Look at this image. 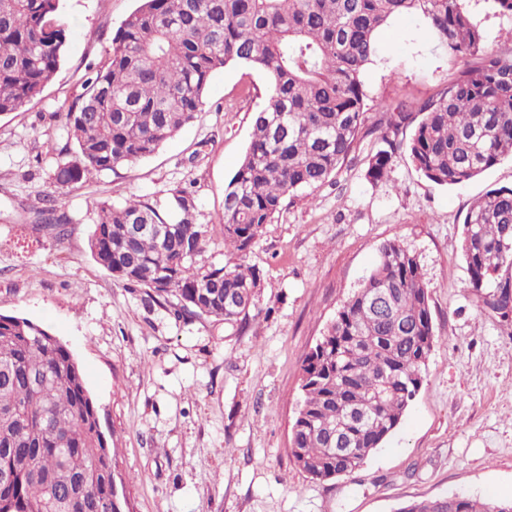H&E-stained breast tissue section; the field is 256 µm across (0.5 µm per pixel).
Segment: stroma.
Wrapping results in <instances>:
<instances>
[{
  "label": "stroma",
  "mask_w": 512,
  "mask_h": 512,
  "mask_svg": "<svg viewBox=\"0 0 512 512\" xmlns=\"http://www.w3.org/2000/svg\"><path fill=\"white\" fill-rule=\"evenodd\" d=\"M136 5L61 0L70 29L63 62L40 97L0 116V313L49 326L77 361L116 450L129 512H396L447 494L512 501V331L468 293L461 252L470 203L512 187V160L444 187L402 156L372 184L366 159L380 141L365 136L324 185L291 198L253 246L247 261L263 272L259 317L238 332L205 316L175 319L149 289L114 280L92 259L95 207L161 197L180 183L198 200V223L216 225L269 83L248 66L225 67L203 111L156 154L59 191L51 173L66 136L53 114ZM464 7L487 46L504 47L512 20L486 0ZM467 65L428 33L421 14L399 16L362 75L367 123L386 104L418 107ZM49 198L69 219L64 238L32 221ZM395 238L418 256L439 341L382 447L360 470L316 480L289 453L300 364Z\"/></svg>",
  "instance_id": "obj_1"
}]
</instances>
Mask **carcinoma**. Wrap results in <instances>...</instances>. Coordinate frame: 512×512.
<instances>
[{
  "label": "carcinoma",
  "instance_id": "obj_1",
  "mask_svg": "<svg viewBox=\"0 0 512 512\" xmlns=\"http://www.w3.org/2000/svg\"><path fill=\"white\" fill-rule=\"evenodd\" d=\"M417 11L456 55L479 57L438 98L412 112L384 108L382 147L365 178L395 159L440 186H458L512 158V46L485 50L463 0H139L56 115L66 133L52 179L64 189L155 154L206 104L212 75L246 64L270 80L250 145L224 189V245L247 256L287 199L323 185L351 155L364 122L362 71L389 19ZM61 0H0V115L42 94L68 38ZM411 129L408 141L398 139ZM60 236L69 219L36 209ZM181 185L162 199L101 202L88 245L115 280L144 287L184 321L241 327L260 314V269L200 264L208 226ZM133 224L161 232L135 234ZM467 289L483 306L512 289V187L488 190L463 221ZM429 284L398 240L344 302L300 365L301 401L289 453L316 480L359 469L397 428L420 390L437 336ZM114 454L83 373L66 346L30 319L0 313V512H123ZM396 512H512V501L454 494Z\"/></svg>",
  "mask_w": 512,
  "mask_h": 512
}]
</instances>
